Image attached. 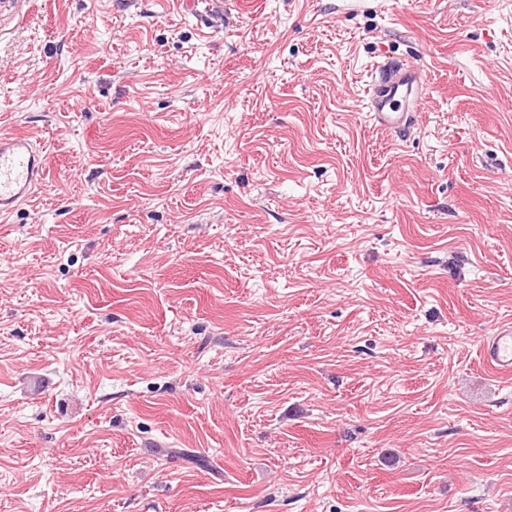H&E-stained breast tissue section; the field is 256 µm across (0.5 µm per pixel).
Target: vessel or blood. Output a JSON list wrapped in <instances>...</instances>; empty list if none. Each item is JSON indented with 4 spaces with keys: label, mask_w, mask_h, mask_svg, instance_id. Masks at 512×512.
Here are the masks:
<instances>
[{
    "label": "vessel or blood",
    "mask_w": 512,
    "mask_h": 512,
    "mask_svg": "<svg viewBox=\"0 0 512 512\" xmlns=\"http://www.w3.org/2000/svg\"><path fill=\"white\" fill-rule=\"evenodd\" d=\"M420 72L400 64L374 67L365 90V107L372 120L406 135L422 111L425 97ZM48 176L42 150L25 137L0 135V218L10 216L28 202ZM483 359L492 374L512 377V321L500 322L483 344Z\"/></svg>",
    "instance_id": "obj_1"
}]
</instances>
